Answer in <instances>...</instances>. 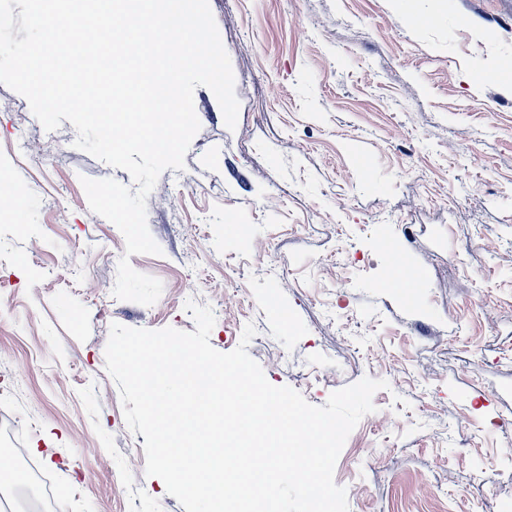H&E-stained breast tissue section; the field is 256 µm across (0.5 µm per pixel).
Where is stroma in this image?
<instances>
[{"instance_id": "obj_1", "label": "stroma", "mask_w": 512, "mask_h": 512, "mask_svg": "<svg viewBox=\"0 0 512 512\" xmlns=\"http://www.w3.org/2000/svg\"><path fill=\"white\" fill-rule=\"evenodd\" d=\"M240 104L197 87L183 171L147 198L150 306L116 299L125 239L82 178L129 173L46 131L0 84V448L51 473L61 512H185L145 474L106 370L110 326L194 331L324 405L387 381L334 479L350 512H512V0H209ZM268 255L256 265L258 249ZM398 253L418 279L397 282Z\"/></svg>"}]
</instances>
